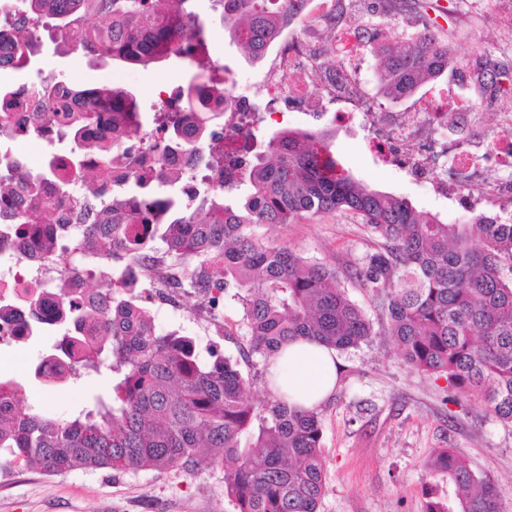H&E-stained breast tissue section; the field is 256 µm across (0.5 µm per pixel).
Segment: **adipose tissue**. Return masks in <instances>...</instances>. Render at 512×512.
<instances>
[{
    "instance_id": "ef3b65f1",
    "label": "adipose tissue",
    "mask_w": 512,
    "mask_h": 512,
    "mask_svg": "<svg viewBox=\"0 0 512 512\" xmlns=\"http://www.w3.org/2000/svg\"><path fill=\"white\" fill-rule=\"evenodd\" d=\"M338 366L336 350L314 342L297 341L271 360L269 373L288 402L313 408L335 389Z\"/></svg>"
}]
</instances>
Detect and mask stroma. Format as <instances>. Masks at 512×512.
<instances>
[{"label":"stroma","mask_w":512,"mask_h":512,"mask_svg":"<svg viewBox=\"0 0 512 512\" xmlns=\"http://www.w3.org/2000/svg\"><path fill=\"white\" fill-rule=\"evenodd\" d=\"M448 44L456 63L440 84L459 85L468 62L486 55L506 72L497 89L475 98L486 123L512 110V0H408ZM191 9L207 31L212 65L242 84H262L269 60L252 62L234 41L212 0H191ZM63 76L79 86L113 83L132 91L143 112L153 113L159 90L174 92L184 85L189 69L180 58L148 67L100 63L85 53L63 54L43 39L30 79L39 74ZM331 131L332 148L344 167L370 188L406 198L418 210L448 224L469 223L468 214L453 211L449 201L429 195L404 175L391 172L366 150L362 134L331 129L319 116L288 114L283 123L261 128L271 136L280 128ZM256 237L269 246H285L306 258L345 271L372 242L355 220L340 212L325 213L294 224L259 225ZM159 329L182 330L195 338L203 361H237L243 374L262 371L264 362L242 354L238 336L241 311L224 300L220 314L228 330L208 336L195 317L192 303L179 309L151 307ZM342 381L321 405L323 454L328 490L320 512H422V489L433 485L447 492L448 481L430 475L425 461L437 448L466 456L474 472L493 481L505 512H512V426L490 416L480 398L459 402L444 399L445 380H436L406 366L390 337L381 335L358 348L339 353ZM107 375H90L58 386L33 380L30 402L57 416L88 406L109 387ZM0 512H235L224 496L223 474L208 464L194 472L172 470L118 473L109 469L75 470L46 475L22 465L0 470Z\"/></svg>","instance_id":"obj_1"}]
</instances>
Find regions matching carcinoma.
<instances>
[{
  "label": "carcinoma",
  "instance_id": "carcinoma-1",
  "mask_svg": "<svg viewBox=\"0 0 512 512\" xmlns=\"http://www.w3.org/2000/svg\"><path fill=\"white\" fill-rule=\"evenodd\" d=\"M188 0H25L27 18L14 25L18 66L29 68L38 52V28L64 50H82L102 61L147 66L177 55L171 44L191 23L186 51L196 70L169 108L151 123L169 127L163 151L177 150L202 162L198 193L187 203L182 184L163 177L167 194L154 196L145 177L108 189L97 206L80 203V192L102 195V181L125 157L123 142L144 127L137 97L111 85L64 93L56 78L30 84L32 124L39 136L67 143L52 153L43 173L32 176L0 152V225L13 239L35 241L60 258L162 263L168 287L183 299L216 305L228 295L242 309L246 353L269 362L289 342L304 338L338 352L379 335L347 296L344 278L286 246L257 240L258 224H291L323 213L352 214L375 241L347 269L386 316L403 362L445 379L453 402L479 396L486 410L512 424V224L480 215L470 224H445L406 199L369 188L336 159L325 133L283 129L251 159L248 145L236 163L240 177H224V150L204 158L202 143L224 139L223 105H210L211 88L224 83L205 62L207 36L185 9ZM230 36L250 58L264 57L277 16L292 0H216ZM380 85L391 95L413 93L441 76L454 58L448 44L425 27L381 50ZM14 86L0 84V148L14 129ZM86 104L72 114L69 99ZM91 151L97 166L87 168ZM71 205L58 222L43 193L50 178ZM26 196L14 208L16 190ZM57 298L68 315L92 328L95 339L64 334L46 353L77 349L79 358L57 373L33 376L61 384L92 373L116 374L106 399L76 415L57 417L35 409L25 383L0 378L13 400L0 407V468L17 462L50 475L75 469L116 472L181 469L192 472L205 456L223 473L224 495L236 512H320L327 492L319 409L269 396L254 398L253 378L227 359L200 361L194 339L163 332L132 289L112 291L102 307L83 302L59 283ZM258 423L253 443L239 438ZM426 468L444 474L453 494L425 488V512H503L497 487L476 475L452 448H437Z\"/></svg>",
  "mask_w": 512,
  "mask_h": 512
}]
</instances>
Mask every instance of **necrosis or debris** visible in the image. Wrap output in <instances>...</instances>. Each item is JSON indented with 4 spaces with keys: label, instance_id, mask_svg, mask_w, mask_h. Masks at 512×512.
I'll list each match as a JSON object with an SVG mask.
<instances>
[{
    "label": "necrosis or debris",
    "instance_id": "necrosis-or-debris-1",
    "mask_svg": "<svg viewBox=\"0 0 512 512\" xmlns=\"http://www.w3.org/2000/svg\"><path fill=\"white\" fill-rule=\"evenodd\" d=\"M314 10L313 0H297L294 11L279 29L277 56L284 72L270 75L264 86L268 98L266 110L253 112L240 104L225 113V163H233L232 147L248 130L273 120L279 110L301 112L316 107L330 112L337 126L349 129L358 123L364 125L368 146L383 163L429 184L435 194L456 201L468 212H476L481 204V197L474 194L481 187L512 203L511 112L501 113L498 129L489 131L483 127L479 113L449 115V102L444 97L427 101L414 112L387 111L383 103L363 93L360 81L365 61L354 48L373 42L391 43L392 28L382 26L371 31L348 25L338 28L337 41L347 64L329 75L321 65V48L302 47L288 35L293 22L308 19ZM16 89L14 156L29 171L36 172L44 167L49 143L41 141L38 154L27 152L26 146L31 141L28 134L31 114L26 106L29 85L22 82ZM164 139V131L158 128L141 130L135 139L132 164L115 167L111 180L178 171L183 173L186 184H193L196 160L173 152L159 156L157 148ZM490 162L504 170L505 175L488 184L484 181V169ZM62 276L73 287L85 290L87 280L82 268L63 263L54 253L0 248V346L28 342L32 317L26 298L31 293L39 294L46 310L41 320L42 332L56 331L58 322L50 309L56 302L53 285Z\"/></svg>",
    "mask_w": 512,
    "mask_h": 512
}]
</instances>
